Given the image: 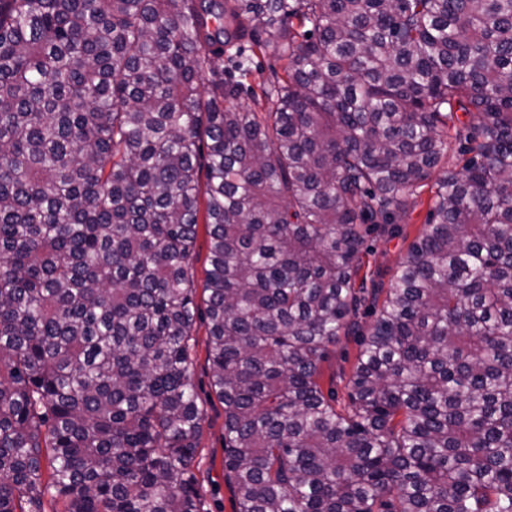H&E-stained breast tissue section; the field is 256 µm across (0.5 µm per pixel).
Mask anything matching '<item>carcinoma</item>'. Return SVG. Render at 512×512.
Wrapping results in <instances>:
<instances>
[{
  "mask_svg": "<svg viewBox=\"0 0 512 512\" xmlns=\"http://www.w3.org/2000/svg\"><path fill=\"white\" fill-rule=\"evenodd\" d=\"M198 319L237 512H512V0H0V512H203ZM283 63L284 61L271 51L264 54L257 52L254 57L253 75L248 78V83L255 84L262 79L271 78L274 72L281 75ZM429 196V188H421L420 195L412 199L401 214L398 224H396L398 228L396 232H386L382 235L373 234L368 238L370 253L364 257L366 267L361 274L367 269L368 263L371 274H374L373 278L377 282L382 281L385 290L395 274L398 263L405 256L409 244L423 230ZM199 224L197 227V237L195 241L193 258L191 261L190 273L193 276L196 291V301L203 305V285L206 278V270L209 265L210 236L209 227L205 224V198H200ZM360 351L358 336H340L336 346L329 348L328 360L323 363L324 389H327L328 377L336 373L342 375L343 380L336 378V404L343 408L349 404L347 381L351 371L357 363Z\"/></svg>",
  "mask_w": 512,
  "mask_h": 512,
  "instance_id": "carcinoma-1",
  "label": "carcinoma"
}]
</instances>
